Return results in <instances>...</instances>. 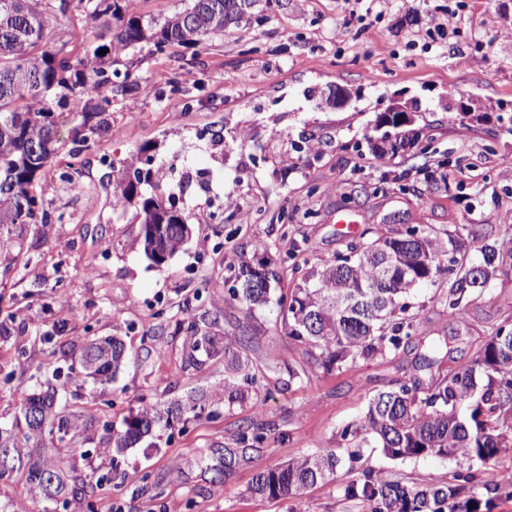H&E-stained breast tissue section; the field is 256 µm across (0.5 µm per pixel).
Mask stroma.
Segmentation results:
<instances>
[{"label": "stroma", "instance_id": "stroma-1", "mask_svg": "<svg viewBox=\"0 0 512 512\" xmlns=\"http://www.w3.org/2000/svg\"><path fill=\"white\" fill-rule=\"evenodd\" d=\"M369 0H287L247 27L197 44L131 54L134 92L113 99L110 129L79 154L62 147L42 177L45 229L23 241L26 262L0 264V423L18 415L17 395L38 388V376L68 369L87 339L116 336L132 356L106 386L59 382L60 407L80 412L76 449L60 448L77 477L109 474L118 490L93 508L56 507L29 494L25 471L0 478V512H367L345 498L353 480L336 478L296 497L261 499L248 488L265 468L320 448L345 455L343 426L363 416L368 398L409 376L430 385L467 363L497 326H512V36L500 21L512 0H473L459 44L426 48L429 18L448 0H386L377 27L359 21ZM396 35L385 38L383 31ZM350 98L336 107L333 95ZM492 105L484 122L460 120L453 105ZM414 110L420 143L396 158L376 160L368 138L389 107ZM150 170L175 193L192 233L163 264L145 258L136 206H118L121 170ZM294 220L282 235L280 215ZM253 222H244L247 212ZM430 224L468 228L467 252L481 261L484 241H497L499 266L482 295L465 299L461 319L447 316L437 287L416 290L420 306L415 349L360 359L339 371L314 364L304 344L288 337L276 307L259 320L248 355L264 377V401L174 425L157 447L137 444L113 456L110 429L142 403L184 397L192 387L221 390L224 357L189 361V341L176 328L186 302L216 313L234 332L241 305L224 286L228 264L255 262V242L272 258L296 251L314 269L343 251L349 236L369 228ZM440 348L428 353L426 345ZM433 365H425L424 354ZM277 360L279 369L269 367ZM300 383L288 381V369ZM250 419L267 443L250 464L221 485L208 465L214 449L233 447ZM363 466L423 485L448 481L462 458L395 459L367 448ZM149 476L157 493L142 492Z\"/></svg>", "mask_w": 512, "mask_h": 512}]
</instances>
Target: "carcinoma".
Listing matches in <instances>:
<instances>
[{"mask_svg": "<svg viewBox=\"0 0 512 512\" xmlns=\"http://www.w3.org/2000/svg\"><path fill=\"white\" fill-rule=\"evenodd\" d=\"M273 3L279 0H187L184 9L159 21L137 14L134 0H55L54 12H77L100 25L95 41L72 57L62 55L65 46L49 41L44 0H0V259L18 260L14 239L46 220V214L39 213L37 187L43 168L61 148L52 99L73 103L82 118L72 140L78 152L110 127L111 98L133 90L126 61L132 50L148 44L158 49L197 44L224 34ZM101 49L106 54H99ZM102 85L110 88L111 97L92 95ZM418 137L413 129L393 139L386 133L369 140V148L382 159L415 145ZM116 189L122 202L139 206L146 257L154 262L159 252L173 256L185 240L184 214L163 208L161 188L148 177L137 188L121 177ZM465 231V225L440 231L431 225L404 224L372 240L351 238L334 260L308 272L291 290L280 288L281 273L267 264L228 266L224 284L243 305L244 321L233 335L224 337V407L262 404L264 383L250 373L247 351L262 329L255 311L272 303L288 336L306 344L316 362L338 370L414 343L416 314L408 299L415 290L436 285L442 274L451 281L444 312L464 320L460 304L486 290L499 261L495 244L486 243L480 248L482 261L471 262L464 248ZM477 266L484 269L479 278L473 275ZM218 323L207 311L177 323L192 340L189 360H195L198 351L219 354L213 333ZM128 358L125 345L114 337L91 341L83 348L74 377L106 384ZM56 397V386L46 383L20 399L21 416L0 427V448L10 449L7 455L0 453V477L24 462L31 494L54 502H88L98 492L112 491V480L108 475L86 480L70 476L61 457L47 453L79 432V415L57 410ZM207 402L206 392L198 391L183 401L141 406L125 421L124 430L109 437L112 452L122 454L175 421L200 417ZM30 409L46 419L45 432L33 429ZM340 437L351 448L352 465L360 461V449L371 445L396 459L431 454L469 461L465 470L454 472L442 485H408L369 468L361 470L358 479L344 487V495L362 498L368 512H469L458 501L461 493L467 488L500 492L502 486L482 482L481 467L502 449L512 448V329L498 328L470 364L448 371L426 389L410 377L375 392L361 420L344 426ZM266 439L263 426L250 420L240 425V447L224 449V464L211 468V483H224L236 467L251 462ZM340 463L334 449L319 448L258 472L249 491L268 499L298 495L334 476Z\"/></svg>", "mask_w": 512, "mask_h": 512, "instance_id": "cac0c4a2", "label": "carcinoma"}]
</instances>
